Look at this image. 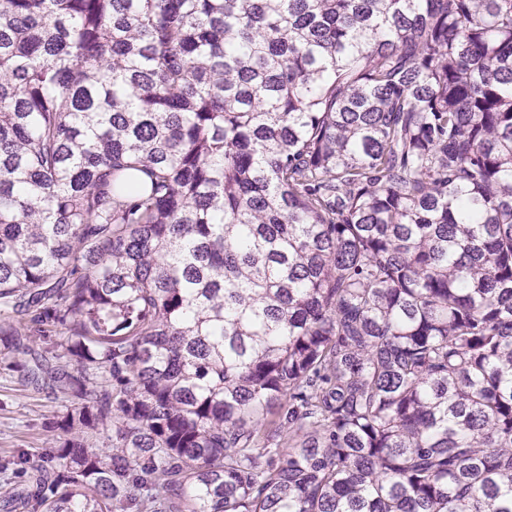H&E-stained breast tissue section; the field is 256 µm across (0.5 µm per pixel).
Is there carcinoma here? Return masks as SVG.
<instances>
[{"mask_svg": "<svg viewBox=\"0 0 512 512\" xmlns=\"http://www.w3.org/2000/svg\"><path fill=\"white\" fill-rule=\"evenodd\" d=\"M0 363L27 512H512V0H0ZM0 365V464L13 460L21 450L53 448L61 431L53 424V411L62 394L44 388L38 392L22 385L18 372Z\"/></svg>", "mask_w": 512, "mask_h": 512, "instance_id": "obj_1", "label": "carcinoma"}]
</instances>
